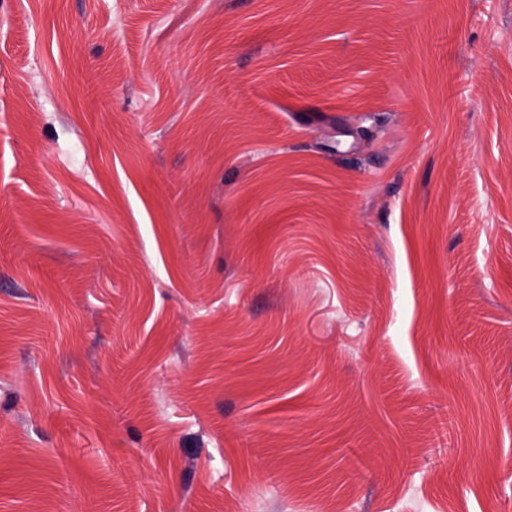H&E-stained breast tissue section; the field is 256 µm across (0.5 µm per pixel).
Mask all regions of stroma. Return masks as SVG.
<instances>
[{
	"label": "stroma",
	"mask_w": 512,
	"mask_h": 512,
	"mask_svg": "<svg viewBox=\"0 0 512 512\" xmlns=\"http://www.w3.org/2000/svg\"><path fill=\"white\" fill-rule=\"evenodd\" d=\"M0 512H512V0H0Z\"/></svg>",
	"instance_id": "obj_1"
}]
</instances>
